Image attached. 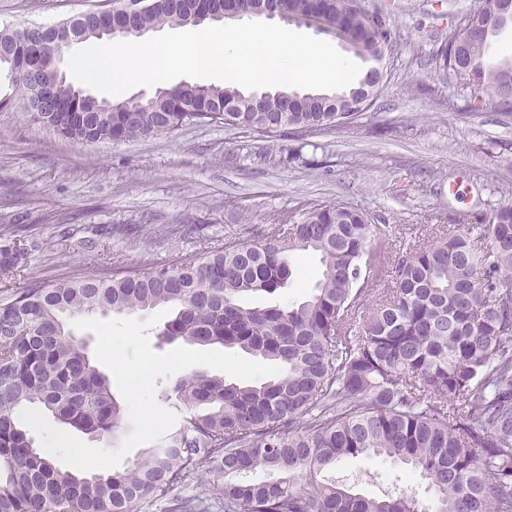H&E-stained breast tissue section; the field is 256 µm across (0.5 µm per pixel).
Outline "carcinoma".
Wrapping results in <instances>:
<instances>
[{"label":"carcinoma","instance_id":"cac0c4a2","mask_svg":"<svg viewBox=\"0 0 512 512\" xmlns=\"http://www.w3.org/2000/svg\"><path fill=\"white\" fill-rule=\"evenodd\" d=\"M281 2L293 16L335 17L336 33L371 58L392 51L386 17L366 16L351 0ZM208 21L197 0H147L133 24ZM462 24L434 52L435 69L471 84V108L512 112L503 92L512 56L486 63L491 36L512 24V0H482ZM61 25L81 43L98 38L93 16ZM50 40L41 27L0 31V66L26 64L14 83L32 120L82 146L168 134L191 121L265 134L327 130L353 122L380 86L367 72L339 94L278 89L258 105L234 86L180 82L114 103L36 65ZM487 220L475 236L448 232L393 260L387 225L322 202L255 241L209 242L148 271L113 261L96 274L31 279L0 303V512H141L192 476L201 492L181 512H201L211 488L224 497V512H512V201ZM23 252L0 249V272L17 267ZM304 252L323 267L307 300L244 302L285 287L293 257ZM389 267L395 290L354 327L370 284ZM160 305L176 308L160 332L167 340L238 347L281 373L239 385L189 371L172 389L183 423L127 470L59 468L18 423L20 409L44 408L94 438L113 436L124 413L69 320ZM363 456L408 466L434 498H371L317 481L323 469ZM256 469L281 477L243 478Z\"/></svg>","mask_w":512,"mask_h":512}]
</instances>
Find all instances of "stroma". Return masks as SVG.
<instances>
[{
    "mask_svg": "<svg viewBox=\"0 0 512 512\" xmlns=\"http://www.w3.org/2000/svg\"><path fill=\"white\" fill-rule=\"evenodd\" d=\"M481 0H358L387 11L394 53L385 81L354 123L273 137L221 123L83 147L33 123L7 70H0V246L25 226L38 250L0 273V301L30 278L92 272L102 260L139 270L197 254L203 241L255 240L319 202L367 211L396 245L465 230L512 200V114L471 110L472 87L439 73L432 57L453 17ZM116 0H0V30L52 25ZM288 285L250 296L253 305L299 303L319 280L318 256L298 255ZM367 497L431 496L405 465L344 460L318 476Z\"/></svg>",
    "mask_w": 512,
    "mask_h": 512,
    "instance_id": "obj_1",
    "label": "stroma"
}]
</instances>
